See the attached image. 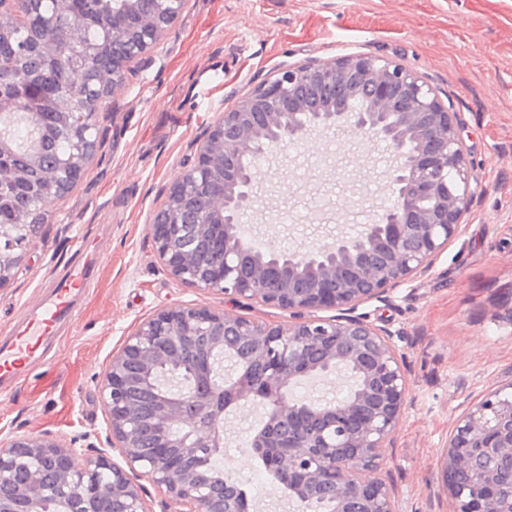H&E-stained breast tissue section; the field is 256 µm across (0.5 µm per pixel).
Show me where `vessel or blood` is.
<instances>
[{
  "label": "vessel or blood",
  "instance_id": "b4317fda",
  "mask_svg": "<svg viewBox=\"0 0 512 512\" xmlns=\"http://www.w3.org/2000/svg\"><path fill=\"white\" fill-rule=\"evenodd\" d=\"M90 268L87 261L71 262L50 297L43 300L37 314L9 343L0 345V381L14 376L19 366L40 347L44 337L54 333L61 321L76 319V296L84 288Z\"/></svg>",
  "mask_w": 512,
  "mask_h": 512
}]
</instances>
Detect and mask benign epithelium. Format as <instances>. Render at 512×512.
<instances>
[{"mask_svg": "<svg viewBox=\"0 0 512 512\" xmlns=\"http://www.w3.org/2000/svg\"><path fill=\"white\" fill-rule=\"evenodd\" d=\"M186 3L127 0L120 13L136 19L135 36L97 83L122 85L130 64L159 43ZM307 92L323 95L319 111H307ZM359 95L364 108L349 110ZM40 96L35 84L0 89V119L15 101ZM464 132L452 102L417 72L364 54L282 65L219 114L151 220L157 257L184 286L275 306L291 321L284 327L192 304L158 311L126 337L101 378L108 447L74 448L48 435L1 441L0 512H33L49 492L62 512H151L136 473L176 512H250L246 492L196 464L224 447V418L246 403L263 408L249 450L292 506L327 501L334 512H399L378 471L409 381L392 331L356 310L428 273L464 232L485 190ZM339 133L380 143L391 156L381 174V213L354 235L288 252L270 239L255 255L242 217L263 205L258 162L302 149L314 134ZM95 150V139L86 138L68 160L70 180ZM36 232L0 224V287ZM217 354L229 363L222 382L212 381ZM182 365L191 374L205 370V379L183 387L167 370ZM334 377L350 387L342 399L288 398L304 381L330 385ZM114 451L124 465L111 460ZM505 458L512 461V382L456 419L441 462L452 512H512V496L502 494Z\"/></svg>", "mask_w": 512, "mask_h": 512, "instance_id": "benign-epithelium-1", "label": "benign epithelium"}]
</instances>
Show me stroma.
Masks as SVG:
<instances>
[{
	"label": "stroma",
	"instance_id": "35a3bbf8",
	"mask_svg": "<svg viewBox=\"0 0 512 512\" xmlns=\"http://www.w3.org/2000/svg\"><path fill=\"white\" fill-rule=\"evenodd\" d=\"M361 53L403 63L450 98L485 191L432 270L388 301L361 305L388 327L408 372L382 478L402 512H451L441 454L457 416L512 382V0H188L162 40L132 63L98 114V147L81 179L53 201L24 260L0 288V342L35 314L79 251L102 256L78 297L80 316L0 387V440L46 434L83 448L106 434L100 380L126 336L176 304L225 309L184 287L158 260L149 224L216 116L285 63ZM335 153V172L320 167ZM381 149L315 137L257 181L258 237L312 245L374 220L384 192ZM261 408L230 413L218 464L248 495L272 489L245 445ZM250 457L248 471L239 458Z\"/></svg>",
	"mask_w": 512,
	"mask_h": 512
}]
</instances>
